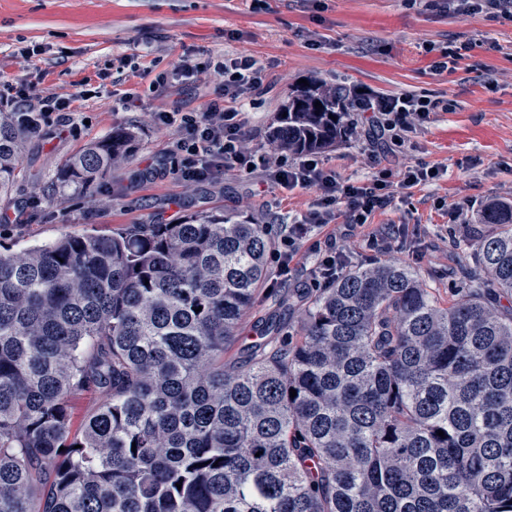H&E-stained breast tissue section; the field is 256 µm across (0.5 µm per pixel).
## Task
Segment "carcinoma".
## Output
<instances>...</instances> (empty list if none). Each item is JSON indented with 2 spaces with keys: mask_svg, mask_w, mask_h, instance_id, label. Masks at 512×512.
<instances>
[{
  "mask_svg": "<svg viewBox=\"0 0 512 512\" xmlns=\"http://www.w3.org/2000/svg\"><path fill=\"white\" fill-rule=\"evenodd\" d=\"M345 97L300 87L270 142L335 145ZM27 134L0 112V197ZM133 141L117 129L59 178L91 198ZM483 223V275L448 303L405 265L357 267L284 303L297 333L275 316L248 343L263 224L199 214L0 251V512H512V308L495 293L512 296V203Z\"/></svg>",
  "mask_w": 512,
  "mask_h": 512,
  "instance_id": "1",
  "label": "carcinoma"
}]
</instances>
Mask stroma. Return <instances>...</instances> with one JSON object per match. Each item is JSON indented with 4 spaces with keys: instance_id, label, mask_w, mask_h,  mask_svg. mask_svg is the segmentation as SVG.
Masks as SVG:
<instances>
[{
    "instance_id": "35a3bbf8",
    "label": "stroma",
    "mask_w": 512,
    "mask_h": 512,
    "mask_svg": "<svg viewBox=\"0 0 512 512\" xmlns=\"http://www.w3.org/2000/svg\"><path fill=\"white\" fill-rule=\"evenodd\" d=\"M434 44L425 52L423 43ZM470 43L456 70L435 74L436 52ZM38 54L24 55L27 46ZM248 54L267 72V90L245 104L249 146L263 151L267 134L299 80L378 93L426 92L450 100L430 113L403 147H371L366 117L348 113L352 133L322 151L326 168L346 182H363L382 168L418 163L443 169L438 180L397 191L368 224L342 236L350 267L394 261L415 270L440 301L464 287L476 268L480 239L493 227L477 216L486 202L512 199V22L485 12L457 15L417 0H0V81L25 83L32 105L46 97L70 102V123L47 122L30 133L22 179L0 198V245L18 250L63 234L108 236L132 224H169L198 214L235 212L266 225L279 240L284 224L308 219L313 191L287 190L260 175L230 170L221 183L187 184L172 175L174 130L156 112H199L218 82L174 77L152 86L155 73L180 55ZM494 78L486 88L485 78ZM135 94L126 104V94ZM134 133L126 161L101 180L95 198L61 182L63 165L112 130ZM463 208L451 221L455 208ZM405 225L393 249L377 253L372 233Z\"/></svg>"
}]
</instances>
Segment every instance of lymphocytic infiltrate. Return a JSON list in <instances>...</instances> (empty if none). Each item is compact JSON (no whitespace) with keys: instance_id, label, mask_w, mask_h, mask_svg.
Returning a JSON list of instances; mask_svg holds the SVG:
<instances>
[{"instance_id":"lymphocytic-infiltrate-1","label":"lymphocytic infiltrate","mask_w":512,"mask_h":512,"mask_svg":"<svg viewBox=\"0 0 512 512\" xmlns=\"http://www.w3.org/2000/svg\"><path fill=\"white\" fill-rule=\"evenodd\" d=\"M177 74L199 76L221 74L224 82L218 95L200 112H160L159 124L173 129L177 138L173 151L182 162L175 167V175L184 182H217L223 180L226 170L234 169L244 175L263 172L267 180L285 189H313L318 193L315 209L309 219L285 228L280 244L272 255L279 277L291 275L301 242L310 241L314 264L305 274L311 285L329 286L344 271L345 256L337 246L335 236L311 240L314 229L332 223L338 205H345L346 226L354 228L366 224L377 210L388 206L394 188L408 189L436 180L431 167L416 164L407 167L400 180H393L389 170H379L367 182L350 184L340 182L335 172L324 168L317 153L307 152L296 158L287 153L268 150L259 153L247 145L246 122L241 112L243 101L265 91V69L251 56L208 57L198 60L182 56ZM0 103L9 106L20 127L35 131L53 114L70 109L69 102L46 98L39 107H32L24 86L0 84ZM438 103L426 93L377 94L371 90L353 92L348 109L369 113L367 138L375 144L386 139L407 140L417 122L437 108Z\"/></svg>"}]
</instances>
